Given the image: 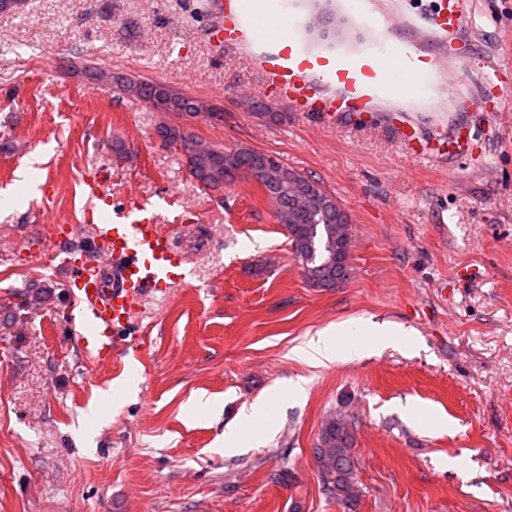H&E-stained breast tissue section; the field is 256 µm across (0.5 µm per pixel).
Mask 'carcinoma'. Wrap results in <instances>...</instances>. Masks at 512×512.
<instances>
[{
    "instance_id": "cac0c4a2",
    "label": "carcinoma",
    "mask_w": 512,
    "mask_h": 512,
    "mask_svg": "<svg viewBox=\"0 0 512 512\" xmlns=\"http://www.w3.org/2000/svg\"><path fill=\"white\" fill-rule=\"evenodd\" d=\"M81 65L83 71L105 84L117 99L136 96L156 112H182L184 93L169 85L160 90L153 81L114 76L94 67L88 59L81 61ZM194 103L199 112H187L185 116L224 120V113L213 106L198 99ZM158 133L164 143L183 153L191 178L202 190L220 189L247 174L250 168L263 170L265 181L260 190L279 200L275 218L288 232L305 281L313 288L335 287L345 270L346 244L350 239L344 222L348 217L336 198L319 182L284 166L273 156L246 146L230 150L213 146L201 148L193 135L169 123L160 124ZM353 448V428L343 417L329 415L315 446L318 462L329 467V471L321 475L326 497L346 502L354 499Z\"/></svg>"
}]
</instances>
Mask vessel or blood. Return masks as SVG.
Here are the masks:
<instances>
[{"instance_id": "1", "label": "vessel or blood", "mask_w": 512, "mask_h": 512, "mask_svg": "<svg viewBox=\"0 0 512 512\" xmlns=\"http://www.w3.org/2000/svg\"><path fill=\"white\" fill-rule=\"evenodd\" d=\"M254 0H204L210 18L207 36L218 50L245 54L262 87L292 112L333 123L356 113L373 115L383 106L387 83L378 63L365 54L310 44L307 35L263 41L253 16ZM464 0H434L427 37L447 48L459 32ZM406 70L430 73L435 56L415 45L399 51ZM90 209L111 206L112 216L92 225L90 248L68 252L63 260L84 326L86 361H111L133 314L148 293H162L184 279L187 259L166 225L156 220L157 205L133 195L114 205L98 181H89Z\"/></svg>"}]
</instances>
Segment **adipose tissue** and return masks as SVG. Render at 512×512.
<instances>
[{"mask_svg":"<svg viewBox=\"0 0 512 512\" xmlns=\"http://www.w3.org/2000/svg\"><path fill=\"white\" fill-rule=\"evenodd\" d=\"M399 326L391 323H371L360 327L351 322H342L328 327L311 337L294 351L295 356L305 362L325 364L345 362L362 357L378 347L380 342L391 341L401 335ZM296 385L275 389L266 398L242 407L235 421L224 432V449H238L241 435L260 418L273 412L286 393L296 392Z\"/></svg>","mask_w":512,"mask_h":512,"instance_id":"1","label":"adipose tissue"}]
</instances>
